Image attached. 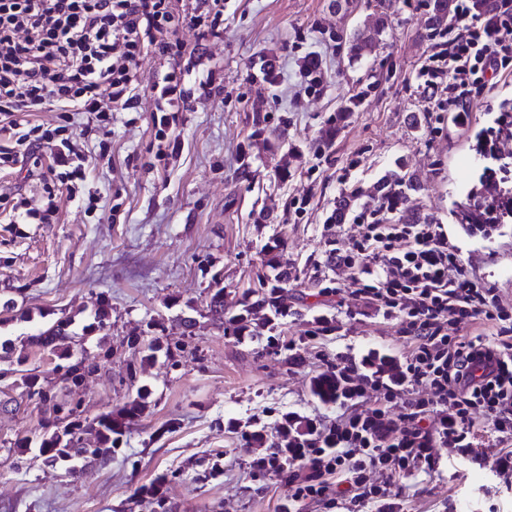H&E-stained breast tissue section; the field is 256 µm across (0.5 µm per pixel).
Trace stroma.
<instances>
[{
	"mask_svg": "<svg viewBox=\"0 0 512 512\" xmlns=\"http://www.w3.org/2000/svg\"><path fill=\"white\" fill-rule=\"evenodd\" d=\"M380 16L387 25L378 32ZM428 18L424 0H224V32L189 77L195 85L214 73L221 92L194 96L168 128H158L149 88L165 63L145 57L139 111L114 113L106 138L77 121L90 161L54 223H10L14 194L38 208L42 189L27 170H0V337L15 342L0 357V512H150L140 490L157 481L174 512H288L285 476L254 473L250 463L262 450L243 431L272 436L289 411L328 422L335 404L312 393L323 359L385 356L398 347L393 329L375 316L339 317L335 302L314 294L312 280L326 275L350 285L347 271L322 264L324 224L337 196L354 190L365 204L384 175L407 174L419 187L411 205L448 225L454 202L470 195L493 202L482 187L493 161L474 160L486 150L484 131L512 138L502 121L512 79L499 83L493 101H472L471 140L457 142L447 130L429 135V104L417 89L433 52ZM357 32L376 46L353 63L348 40ZM269 52L280 72L272 86L257 76ZM311 55L325 73L316 94L302 74ZM356 94L360 107L343 112ZM175 138L181 148L174 153L168 143ZM246 162L248 179L240 175ZM274 238L281 265L297 279L271 347L264 328L225 334L207 304L220 289L237 311L244 291L269 275L264 247ZM458 250L512 304V217L481 246L462 242ZM9 299L15 306L7 310ZM102 305L109 317L99 331ZM320 314L339 327L310 337ZM65 318L89 330L74 349L89 367L79 385L64 380V357L18 342ZM185 318L193 322L188 336ZM136 336L156 341L154 359L130 346ZM21 365L87 422L131 404L140 386L151 395L126 419L110 462L72 472L39 451L54 416L15 386ZM21 440L28 443L22 453ZM402 508L512 512V485L499 482L492 461L475 465L447 451L438 474L407 490Z\"/></svg>",
	"mask_w": 512,
	"mask_h": 512,
	"instance_id": "35a3bbf8",
	"label": "stroma"
}]
</instances>
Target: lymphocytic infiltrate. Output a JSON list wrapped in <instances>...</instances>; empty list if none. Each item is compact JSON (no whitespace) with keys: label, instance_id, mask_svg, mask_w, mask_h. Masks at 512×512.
Segmentation results:
<instances>
[{"label":"lymphocytic infiltrate","instance_id":"1","mask_svg":"<svg viewBox=\"0 0 512 512\" xmlns=\"http://www.w3.org/2000/svg\"><path fill=\"white\" fill-rule=\"evenodd\" d=\"M194 31V45L182 39ZM224 30V0H0V167L45 148L36 177L44 192L83 180L76 116H93L110 135L112 115L139 107V65L148 54L168 63L151 87L155 124L169 126L191 96L188 68ZM418 73L434 104L431 136L445 119L464 122L475 95L493 99L512 77V0H454L447 31ZM37 112L60 123H33ZM358 232L325 242L330 268L347 270L356 306L396 328L401 353L387 368L366 360L324 361L346 393L328 424L307 421L289 457L278 448L254 459L262 473L288 474L293 512H393L392 489L439 469L437 449L471 453L493 425L494 469L512 482V308L498 288L465 264L447 227L409 224L393 202L353 216Z\"/></svg>","mask_w":512,"mask_h":512}]
</instances>
